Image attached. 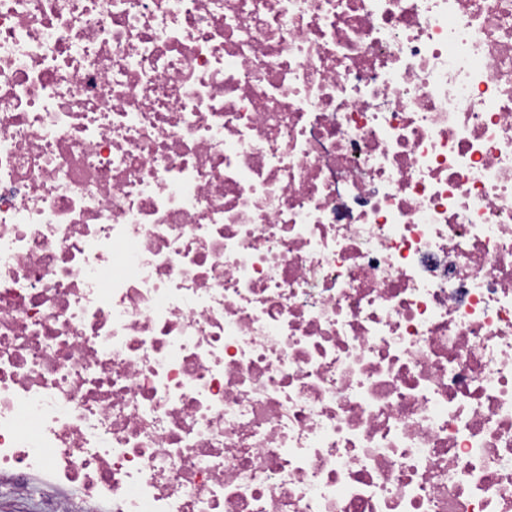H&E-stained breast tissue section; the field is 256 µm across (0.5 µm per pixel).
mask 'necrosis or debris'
Wrapping results in <instances>:
<instances>
[{
	"label": "necrosis or debris",
	"instance_id": "necrosis-or-debris-1",
	"mask_svg": "<svg viewBox=\"0 0 512 512\" xmlns=\"http://www.w3.org/2000/svg\"><path fill=\"white\" fill-rule=\"evenodd\" d=\"M112 512H512V0H0V480Z\"/></svg>",
	"mask_w": 512,
	"mask_h": 512
}]
</instances>
